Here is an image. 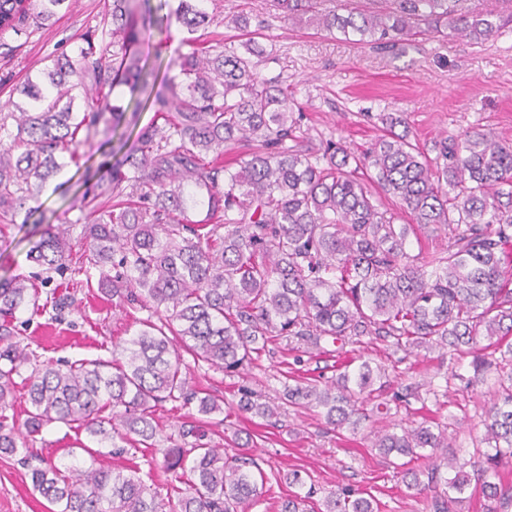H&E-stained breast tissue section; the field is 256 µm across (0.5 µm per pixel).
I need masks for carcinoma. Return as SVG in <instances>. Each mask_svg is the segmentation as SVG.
Returning <instances> with one entry per match:
<instances>
[{"instance_id": "obj_1", "label": "carcinoma", "mask_w": 512, "mask_h": 512, "mask_svg": "<svg viewBox=\"0 0 512 512\" xmlns=\"http://www.w3.org/2000/svg\"><path fill=\"white\" fill-rule=\"evenodd\" d=\"M68 0H0V53L13 55L8 37L50 27ZM206 0H180L175 20L188 33L178 73L168 91L150 89L154 70L137 46L150 41L149 0H112L98 25L78 37L76 56L65 52L14 91L0 108V229L67 163L87 185L73 219L78 250L67 232L48 226L27 252L47 273L65 270L66 287H92L151 312L112 361L60 364L40 360L15 339L11 321L39 301L27 278H0V453L19 458L32 491L48 512H249L264 494L265 477L242 455L227 456L207 440L204 417L222 410L211 394L191 384L184 355L222 370L251 362L277 336L316 346H347L363 338H392L400 348L434 344L456 351L480 349L474 375L499 372L471 470L448 454V434L420 423L374 437L388 458H405L407 490L430 496L433 512H458L470 486L488 501L487 512L512 505V486L500 467L512 463V143L472 128L435 145L430 161L413 144L400 112L380 115L385 133L363 156L328 140L303 148V113L293 111L288 88L265 78L259 65L270 52L248 30L249 17L231 24L248 35L239 51L204 32L225 24ZM326 0H273L297 23L314 24L358 42L395 44L415 30L484 42L512 23L492 13H468L461 0H378L382 10L323 9ZM138 95L132 112L149 108L152 123L132 140L118 138L122 154L107 177L93 180L78 164L80 147L115 132L127 108L113 97L117 85ZM247 148L238 169L219 162L224 147ZM396 199L388 207L367 183ZM405 212L435 236L448 239L411 252ZM489 340L480 345V338ZM493 349L492 363L484 351ZM30 369L27 376L21 370ZM22 378L30 409L18 421L15 378ZM375 370L352 357L323 385L288 386V402L324 410L326 422L357 429L374 399ZM167 401L196 405V423L184 425L158 447L157 407ZM108 416L101 415L104 410ZM237 409L271 419L275 408L242 393ZM64 424L87 432L100 448H87V466L39 457L36 435ZM155 448L171 482L188 484L173 497L150 490L137 466L96 465L101 449ZM431 449L432 467L410 460ZM454 472L442 474V468ZM323 512H375L372 501L331 493Z\"/></svg>"}]
</instances>
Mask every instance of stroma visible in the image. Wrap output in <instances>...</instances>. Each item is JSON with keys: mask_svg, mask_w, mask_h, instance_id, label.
<instances>
[{"mask_svg": "<svg viewBox=\"0 0 512 512\" xmlns=\"http://www.w3.org/2000/svg\"><path fill=\"white\" fill-rule=\"evenodd\" d=\"M105 0H70L49 29L11 36L16 52L0 58V74L9 72L13 83L44 66L53 54L77 51V37L96 25ZM224 16L248 15L265 20L262 43L271 51L260 66L264 77H281L288 97L304 114L308 144L322 147L326 140L340 142L360 156L382 135L380 113L402 112L409 136L427 157H435V142L454 138L466 129H492L512 142V24L482 43L460 37L410 38L402 50L388 51L345 39L337 32H319L295 24L273 10L269 0H221ZM184 32L177 22L152 29L145 47L149 64L157 72L170 68L183 52ZM75 166L69 165L49 180L19 212L14 224L0 233V278L36 276L37 266L26 254L47 225H59L69 206L79 199ZM147 311L131 308L98 288L77 289L57 322L21 308L13 321L19 340L45 358L109 361L119 343L129 338ZM372 365L384 367L386 378L379 398L388 414L363 420L358 431L328 425L320 409L300 407L285 400L286 386L336 374L331 342L322 348L285 337L273 338L251 363L227 373L207 364L191 366L193 383L223 402L222 413L206 426L213 444L234 452L245 442L266 475L262 500L252 512H279L280 504L295 488L286 473L300 470L313 494L307 512H318L331 492L343 489L373 499L376 512H432L425 497L411 495L388 460L373 448L375 432L394 423L421 422L448 429V442L460 460H468L484 431L487 385H469L473 375L468 355L446 349L397 348L392 341H366L357 349ZM261 394L277 405L278 415L265 420L237 410L242 390ZM409 393L408 403L397 396ZM85 431L58 424L37 437L40 456L73 455L86 461ZM105 467L137 464L139 475L151 489L166 492L170 477L162 456L151 448L98 458ZM0 512H46L43 500L31 492L28 471L14 458L0 455Z\"/></svg>", "mask_w": 512, "mask_h": 512, "instance_id": "35a3bbf8", "label": "stroma"}]
</instances>
